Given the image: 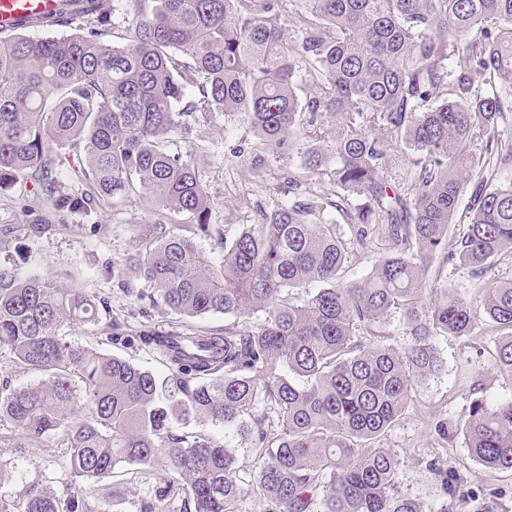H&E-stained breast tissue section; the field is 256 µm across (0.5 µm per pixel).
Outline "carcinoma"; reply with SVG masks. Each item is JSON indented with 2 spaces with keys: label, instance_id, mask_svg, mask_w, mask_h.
Returning a JSON list of instances; mask_svg holds the SVG:
<instances>
[{
  "label": "carcinoma",
  "instance_id": "1",
  "mask_svg": "<svg viewBox=\"0 0 512 512\" xmlns=\"http://www.w3.org/2000/svg\"><path fill=\"white\" fill-rule=\"evenodd\" d=\"M130 2L138 21L122 45L108 40L104 0H82L81 15L55 25L60 34L0 32V191L37 186L32 219L0 227V252L51 231L64 212L149 196L165 211L112 263V283L127 290L136 278L181 317L228 321L159 334L112 319V343L152 349L168 369L159 376L60 336L65 324L97 322L107 297L36 264L0 263V350L33 376L22 387L0 381V426L11 432L0 447L58 435L77 484L137 467L185 487L183 512H239L252 496L263 512H425L398 495L396 460L378 442L438 370L434 338H467L482 317L500 336L495 367L512 377V281L484 280L512 253V136L498 125L501 90L512 88V0ZM213 110L241 116L270 156L298 133L306 140L302 173L286 177L288 200L231 242L219 237L218 263L196 243L215 228L195 157L176 148ZM477 130L486 136L478 155ZM54 145L77 160L78 187L55 176ZM397 158L414 174L409 195L384 176ZM306 174L335 187L337 201L301 196ZM465 193L467 228L450 251ZM326 205L347 228L321 217ZM184 212L194 223L172 227ZM378 237L370 272L347 281L349 246ZM450 259L478 280L481 306L443 279ZM397 312L413 337L401 350L380 343ZM199 418L224 435L185 431ZM434 433H460L479 464L512 470V396L493 406L478 398L462 425L441 419ZM240 440L258 457L249 477ZM426 469L440 512L468 504L459 471L438 459ZM14 474L20 489L0 495V512H111Z\"/></svg>",
  "mask_w": 512,
  "mask_h": 512
}]
</instances>
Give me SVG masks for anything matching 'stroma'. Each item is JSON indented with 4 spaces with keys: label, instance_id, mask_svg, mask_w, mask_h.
Listing matches in <instances>:
<instances>
[{
    "label": "stroma",
    "instance_id": "stroma-1",
    "mask_svg": "<svg viewBox=\"0 0 512 512\" xmlns=\"http://www.w3.org/2000/svg\"><path fill=\"white\" fill-rule=\"evenodd\" d=\"M193 142L201 181L212 204L211 222L223 230V238L228 240L247 225L261 223L264 214L280 204L285 176L300 167L293 150L254 162V155L261 151L259 140L237 115L212 112L197 125ZM240 143L246 146L244 153L231 156L230 148ZM157 210L155 201L135 195L97 213H70L50 233L34 240H20L18 250L0 253V260L35 258L47 275L107 296V314L95 323L65 325L62 336L162 374L166 368L156 354L137 345L127 348L112 344L107 329L113 316L134 330L146 325L160 331L176 320L175 314L162 304L143 305L140 294L146 291V284L136 280L131 289L123 290L113 286L106 272L107 262L122 259L131 251L138 238L137 228L153 223ZM220 239H199L198 247L206 257L219 258ZM435 344L441 369L416 388L399 422L381 441L382 447L397 456L398 491L426 506L439 505L441 493L425 469L426 461L436 458L459 470L475 492L498 491L500 512H512V472H492L477 463L470 456L463 435L454 436L444 445L433 434L437 419H447L452 426L463 423L474 398H483L491 405L512 396V378L501 376L494 367L498 338L480 323L469 339L439 336ZM0 459L23 466L27 479L42 481L52 493L65 492L70 483L69 450L60 436H50L40 447L22 452L0 448ZM163 485L159 476L129 469L120 476L89 483L83 494L94 510L107 505L112 512H142L150 506L178 512L184 490L173 487L162 498L157 490Z\"/></svg>",
    "mask_w": 512,
    "mask_h": 512
}]
</instances>
